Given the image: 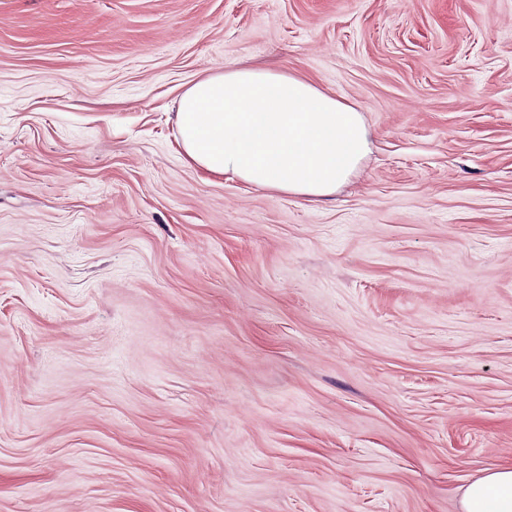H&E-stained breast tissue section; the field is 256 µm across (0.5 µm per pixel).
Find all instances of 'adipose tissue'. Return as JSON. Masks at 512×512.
Returning <instances> with one entry per match:
<instances>
[{
	"instance_id": "ef3b65f1",
	"label": "adipose tissue",
	"mask_w": 512,
	"mask_h": 512,
	"mask_svg": "<svg viewBox=\"0 0 512 512\" xmlns=\"http://www.w3.org/2000/svg\"><path fill=\"white\" fill-rule=\"evenodd\" d=\"M186 162L282 195H334L368 153L361 112L311 79L240 64L186 86L175 112ZM462 512H512V464L466 486Z\"/></svg>"
}]
</instances>
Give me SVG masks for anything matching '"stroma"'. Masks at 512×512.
<instances>
[{
  "label": "stroma",
  "mask_w": 512,
  "mask_h": 512,
  "mask_svg": "<svg viewBox=\"0 0 512 512\" xmlns=\"http://www.w3.org/2000/svg\"><path fill=\"white\" fill-rule=\"evenodd\" d=\"M362 113L309 200L184 84ZM512 463V0H0V512H461ZM175 124L185 161L207 178L309 199L336 194L369 150L361 112L307 77L258 64L188 84Z\"/></svg>",
  "instance_id": "stroma-1"
}]
</instances>
